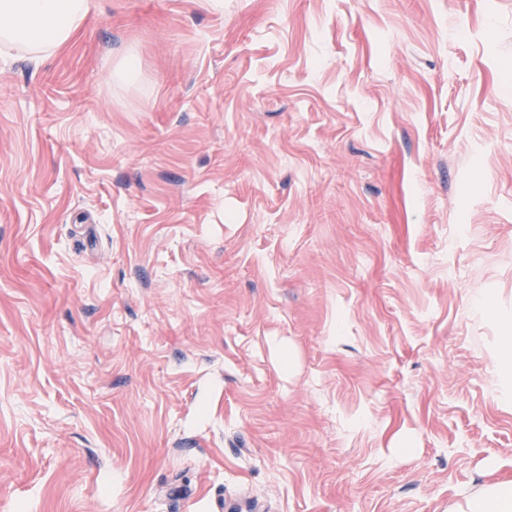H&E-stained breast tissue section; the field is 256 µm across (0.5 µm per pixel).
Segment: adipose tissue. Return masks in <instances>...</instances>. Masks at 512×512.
Listing matches in <instances>:
<instances>
[{
  "instance_id": "ef3b65f1",
  "label": "adipose tissue",
  "mask_w": 512,
  "mask_h": 512,
  "mask_svg": "<svg viewBox=\"0 0 512 512\" xmlns=\"http://www.w3.org/2000/svg\"><path fill=\"white\" fill-rule=\"evenodd\" d=\"M90 0H0V44L47 53L66 44L89 15ZM448 512H512V484L486 483Z\"/></svg>"
}]
</instances>
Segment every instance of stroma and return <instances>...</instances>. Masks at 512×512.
<instances>
[{
  "label": "stroma",
  "mask_w": 512,
  "mask_h": 512,
  "mask_svg": "<svg viewBox=\"0 0 512 512\" xmlns=\"http://www.w3.org/2000/svg\"><path fill=\"white\" fill-rule=\"evenodd\" d=\"M94 3L0 46V512L512 483V0Z\"/></svg>",
  "instance_id": "obj_1"
}]
</instances>
